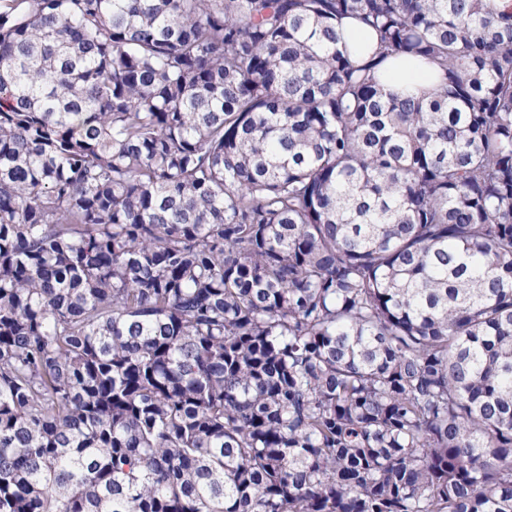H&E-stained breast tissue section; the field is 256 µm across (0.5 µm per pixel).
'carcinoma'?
Wrapping results in <instances>:
<instances>
[{"instance_id":"carcinoma-1","label":"carcinoma","mask_w":512,"mask_h":512,"mask_svg":"<svg viewBox=\"0 0 512 512\" xmlns=\"http://www.w3.org/2000/svg\"><path fill=\"white\" fill-rule=\"evenodd\" d=\"M0 512H512V9L0 0ZM382 67L390 71L386 83L395 92L401 91L408 85H432L438 75L434 65L422 60L418 62L398 61L392 64L387 61Z\"/></svg>"}]
</instances>
